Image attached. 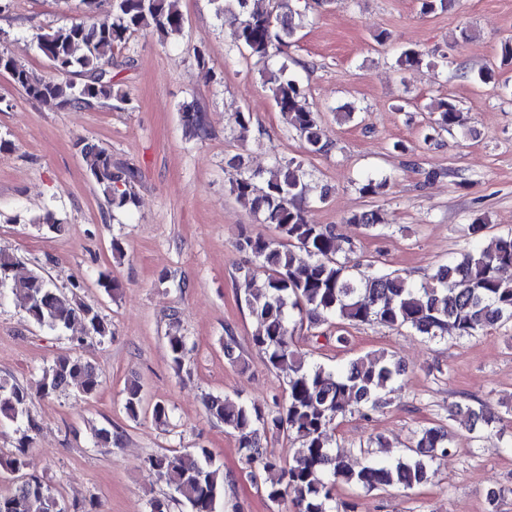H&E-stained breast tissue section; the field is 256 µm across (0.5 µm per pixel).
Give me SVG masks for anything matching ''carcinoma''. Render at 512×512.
Segmentation results:
<instances>
[{
    "instance_id": "cac0c4a2",
    "label": "carcinoma",
    "mask_w": 512,
    "mask_h": 512,
    "mask_svg": "<svg viewBox=\"0 0 512 512\" xmlns=\"http://www.w3.org/2000/svg\"><path fill=\"white\" fill-rule=\"evenodd\" d=\"M216 16L232 15L238 20L235 46L248 53L255 64H267L284 39L295 34L293 10L288 0H211ZM83 18L69 26L52 29L37 37L39 53L55 73L52 79L34 76L13 57L0 53V72L8 74L27 97L59 99L80 108L93 100L112 97L126 101L115 91L112 72L103 63L112 61L114 48L130 36L153 28L164 36L182 31L184 18L175 0H82ZM108 6L102 10V6ZM71 73L83 77L80 84L66 80ZM276 106L287 123L304 137L307 150L326 153L314 113L301 99L305 89L285 73L268 78ZM438 117L424 134L429 142L439 131L467 123L455 105L441 101ZM185 127L193 135L206 132L204 112L194 103L180 107ZM80 153L92 181L112 208L137 203L134 191L137 172L112 161V154L95 143L79 142ZM301 163L275 162L260 174H241L232 182L237 200L263 216L274 236L243 232L235 242L238 251L250 255L266 273L263 291L245 298L256 330L255 349L264 355L272 370L288 372L285 406L267 413L261 406L242 398L211 396L206 400L210 418L224 424L238 437L248 475H266L263 493L273 504L291 501L296 512H356V504L336 502V487L354 486L367 491L400 486L411 489L427 478L428 463L450 452L448 432L439 426L420 431L408 453L389 461H372L352 468L334 446L336 420L355 408L362 415L377 410L383 392L403 375L401 363L379 353L351 360L342 368L307 361L293 340V330L337 318L348 325L377 323L406 328L430 341L465 338L481 330L504 327L512 322V280L502 271L512 268V234L494 238L484 248L472 249L458 260L438 266L424 281L416 283L396 272L357 273L340 260L341 239L334 224H311L304 217L303 204L311 190L300 175ZM348 224L373 227L382 223L378 211L353 214ZM304 252L303 263L298 252ZM16 258L0 253V289L23 298L30 319L50 331L69 330L79 324L85 336L101 340L112 336L111 325L99 313L72 296L51 287L40 269L22 276L13 274ZM166 336L172 365L179 369L187 355V337L180 334L177 315ZM101 385L96 368L78 356L61 354L43 370L37 393L43 397L76 389L94 396ZM124 408L135 420L143 409L138 380L127 382ZM30 399L28 389L0 377V421L14 422L23 416ZM450 416L471 432L495 427L500 417L485 404L450 407ZM285 432L298 447L294 462L267 453L262 435L267 430ZM18 453L0 466L18 473L27 466L20 442ZM148 464L168 481L172 498H154L150 512H169L170 500L181 502L187 512H217L224 501V471L215 465L211 452L168 451L148 457ZM0 512H64L44 480L36 475L0 493Z\"/></svg>"
}]
</instances>
